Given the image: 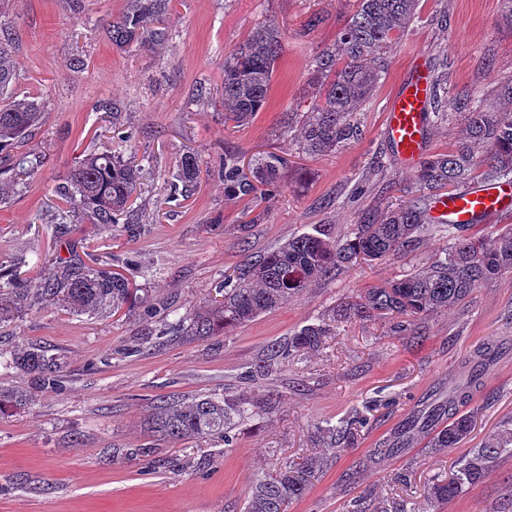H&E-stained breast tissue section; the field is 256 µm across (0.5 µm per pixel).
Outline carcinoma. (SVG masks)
<instances>
[{
  "mask_svg": "<svg viewBox=\"0 0 512 512\" xmlns=\"http://www.w3.org/2000/svg\"><path fill=\"white\" fill-rule=\"evenodd\" d=\"M171 0H127L118 20L107 24L105 34L120 50L153 49L168 39L165 18ZM418 0H359L358 8L341 29L336 44L320 51L312 61L311 83L315 97L312 112L303 120L300 144L308 154L336 150L358 136L352 121L375 92L385 70V54L395 37L415 19ZM282 52L281 34L272 21L257 24L247 40L224 58V124L249 123L267 103L275 64ZM16 63L0 48V151L23 144L41 123L44 112L30 99L12 92ZM442 79L435 78L431 98L434 122L458 114L465 137L446 154L424 158L414 171L419 195L366 215L344 239L319 229L301 234L271 250L259 261L224 276L219 296L209 299L189 316L175 322L192 339L223 336L256 317L280 309L305 289L332 273L361 263L382 260L416 245L417 234L430 223L428 201L434 193L473 181L496 182L512 176V111L500 112L469 96L448 99L440 94ZM482 150L483 156L477 155ZM208 162L197 153L181 156L173 174L174 189L188 195L196 189L202 168ZM288 158L266 152L241 166L238 153L224 151L219 174L224 177V196L242 199L261 193L274 197L280 189ZM32 167L28 156L16 157L10 179L0 181V201L23 184ZM140 171L108 151L86 155L58 184L55 196L68 204L55 206L50 223L55 234L65 235L79 223L116 224L128 213ZM438 231L449 247L431 263L382 286L368 289L360 300L339 309L341 319L382 317L392 321L400 336L418 334V320L467 299L482 283L512 274V227L504 226L478 237H462L461 224H439ZM136 301L134 288L121 273L91 265L72 255L48 268L40 284L27 288L17 281L13 265L0 262V319L30 307L59 305L73 315L107 313ZM330 334V324L319 322L301 328L285 344L268 349L256 376L281 370L299 352L317 351ZM496 346H482L467 360L460 383L448 391V404L427 415L435 427L431 447L437 451L456 448L473 431L476 414L462 412L459 404L469 400L471 388L481 384L487 364L499 354ZM10 365L34 375L41 389L61 387L58 359L38 348L11 355ZM25 390L0 388V415L28 407ZM279 395L216 397L200 395L190 401L166 399L149 415L148 430L162 440L191 443L218 438L229 444L238 426L269 415ZM365 419L352 416L335 426H319L320 438L335 447H348L357 440ZM505 452L512 453V427L502 429L493 441L473 448L450 479L436 480L430 497L447 502L464 488L483 480L489 468ZM322 462L302 457L259 477L244 503L243 512H287L303 498L317 477Z\"/></svg>",
  "mask_w": 512,
  "mask_h": 512,
  "instance_id": "carcinoma-1",
  "label": "carcinoma"
}]
</instances>
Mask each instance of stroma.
I'll return each mask as SVG.
<instances>
[{
    "label": "stroma",
    "mask_w": 512,
    "mask_h": 512,
    "mask_svg": "<svg viewBox=\"0 0 512 512\" xmlns=\"http://www.w3.org/2000/svg\"><path fill=\"white\" fill-rule=\"evenodd\" d=\"M125 2L82 0L77 10L70 0H0V46L16 60L13 90L44 106L43 125L24 148L34 173L0 205V261L26 255L20 276L32 285L48 260L108 259L140 296L107 316L48 307L0 321V353L41 348L60 359L64 378L61 391H41L32 375L0 367V387L33 397L25 411L0 418V512H241L263 473L310 455L326 466L288 512H346L358 498L370 512L411 503L420 512H503L512 505L510 453L448 503L436 507L427 496L435 478L450 477L469 449L512 420V274L428 316L414 340L392 335L382 318L335 319L367 289L430 262L446 244L438 232H426L413 251L340 271L226 335L202 341L162 331L163 308L191 314L234 268L322 225L345 238L363 213L413 190V167L385 136L386 106L419 53L445 77L449 96L471 92L498 105V86L512 80V25L501 0H419L416 21L389 47L387 70L355 115L358 139L316 156L302 152L292 128L311 110L313 56L335 44L357 0H172L169 40L153 52L120 50L102 36L101 24ZM315 14L322 21L312 28ZM265 20L282 37L268 102L248 125L225 129L224 57ZM105 145L144 163L129 216L137 234L84 223L55 238L46 223L55 186ZM228 146L245 163L263 152L286 155L280 193L227 199L215 167ZM188 151L214 170L192 196L174 199L171 173ZM322 320L334 331L323 350L252 378L270 345ZM492 342L502 349L473 395L476 425L460 447L435 451L414 430L409 447L386 455L410 417L447 400L470 352ZM267 390L281 395L275 413L244 423L231 444L161 441L152 456L112 458L113 449L152 442L144 422L159 398ZM357 412L368 425L354 447L316 442V426Z\"/></svg>",
    "instance_id": "1"
}]
</instances>
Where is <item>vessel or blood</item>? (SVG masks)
I'll return each instance as SVG.
<instances>
[{"mask_svg": "<svg viewBox=\"0 0 512 512\" xmlns=\"http://www.w3.org/2000/svg\"><path fill=\"white\" fill-rule=\"evenodd\" d=\"M432 80L423 56H416L387 107L386 135L397 156L412 163L422 156ZM509 211H512L511 184H480L440 198L432 216L453 224H469Z\"/></svg>", "mask_w": 512, "mask_h": 512, "instance_id": "b4317fda", "label": "vessel or blood"}]
</instances>
